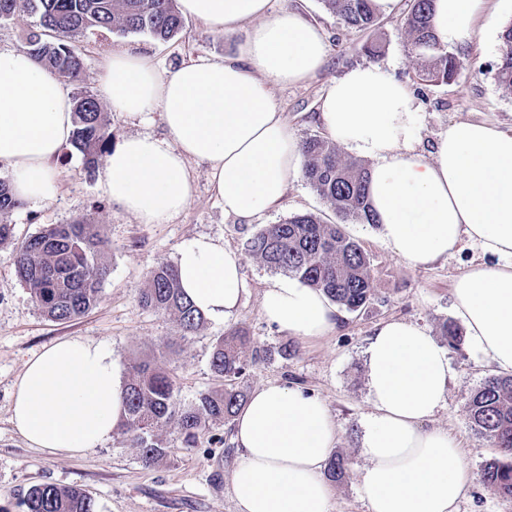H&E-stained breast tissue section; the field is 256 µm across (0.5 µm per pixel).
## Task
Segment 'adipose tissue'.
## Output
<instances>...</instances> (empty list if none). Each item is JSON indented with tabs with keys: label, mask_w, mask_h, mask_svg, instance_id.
Wrapping results in <instances>:
<instances>
[{
	"label": "adipose tissue",
	"mask_w": 512,
	"mask_h": 512,
	"mask_svg": "<svg viewBox=\"0 0 512 512\" xmlns=\"http://www.w3.org/2000/svg\"><path fill=\"white\" fill-rule=\"evenodd\" d=\"M270 0H178L184 16L214 30L252 23L237 56L194 59L160 74L148 57L104 56L100 94L129 117L159 113L165 139L138 134L107 156L113 205L145 224L180 214L191 198L189 162L206 164L226 216L251 220L279 203L302 168L299 143L273 95L306 81L327 56L325 35ZM487 0H435L441 45L468 40ZM317 120L326 137L370 160L378 234L411 267L427 268L462 241L488 261L455 281L453 310L471 346L512 372V129L449 124L431 151L419 136L411 89L376 66L333 82ZM74 131L73 101L59 75L27 50L0 49V168L15 199L49 204L58 156ZM186 296L205 316L232 317L248 288L241 257L212 238L183 243L176 260ZM266 317L288 333L319 338L340 312L322 291L288 277L262 293ZM371 411L358 477L368 512H457L474 482L460 442L431 427L454 379L448 352L417 323L379 324L365 350ZM123 380L104 344L58 343L29 359L13 391L11 422L32 446L77 455L110 440L125 415ZM338 438L324 401L269 382L234 419L238 460L230 476L238 512H331L323 471Z\"/></svg>",
	"instance_id": "adipose-tissue-1"
}]
</instances>
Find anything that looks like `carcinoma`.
<instances>
[{
	"instance_id": "1",
	"label": "carcinoma",
	"mask_w": 512,
	"mask_h": 512,
	"mask_svg": "<svg viewBox=\"0 0 512 512\" xmlns=\"http://www.w3.org/2000/svg\"><path fill=\"white\" fill-rule=\"evenodd\" d=\"M434 0H410L404 27L417 55L424 59L421 79L448 83L467 67L466 55L440 45L434 35ZM327 11L359 32L378 24L375 0H322ZM37 18L28 32L25 48L43 65L70 82H82L84 63L74 42L86 33L106 29L121 34H147L169 41L182 34L177 0H0V24L24 16ZM495 79L512 92V22L500 35ZM75 130L71 146L82 154L88 173L110 152L112 130L106 112L87 91L73 97ZM303 176L334 212L337 221L327 222L311 214H296L281 224H270L249 241L248 250L274 272L299 279L322 291L348 312L365 309L373 296L370 260L362 246L347 235L341 224L377 223L368 201V169L356 159L341 157L336 145L317 136L301 142ZM21 206L0 178V246L15 245L19 282L39 310L52 321H68L95 307L110 273L105 261L109 241L102 225L76 219L70 224H51L40 233L14 244V225L9 214ZM139 303L175 318L185 334H195L204 315L195 308L180 286L176 266L156 262L149 271ZM254 339L236 327L215 339L210 369L218 385L198 395L195 402L177 400L173 375L149 362L130 367L125 383L127 417L119 435L140 450L151 465L168 456L170 446L159 431L174 424L182 443L197 446L216 424L229 425L245 401L242 382L247 367L243 350ZM476 432L499 449L500 457L488 462L484 482L504 498L512 499V376L487 378L467 400ZM348 472L347 458L333 454L326 477L340 482ZM22 506L25 512H95L92 499L78 488L52 484L32 487Z\"/></svg>"
}]
</instances>
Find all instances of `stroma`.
<instances>
[{"label": "stroma", "instance_id": "35a3bbf8", "mask_svg": "<svg viewBox=\"0 0 512 512\" xmlns=\"http://www.w3.org/2000/svg\"><path fill=\"white\" fill-rule=\"evenodd\" d=\"M408 4L409 0H398L392 13L381 14L379 27L371 36L378 40L380 53L371 58L362 50L368 36L345 26L321 0H270L271 12L296 10L319 25L326 36L325 66L302 84L274 89L279 110L295 138L302 141L321 135L316 114L322 95L349 69L370 63L415 91L424 143L434 141L448 124L458 120L512 125V93L502 89L494 75L500 33L512 23V0H489L493 18L467 41L466 69L457 79L439 85L418 78L421 60L403 26ZM247 34L244 26L215 32L188 18L182 36L167 42L144 34L105 31L86 34L76 40L75 48L84 59L83 87L94 93L104 55L115 51L142 54L152 58L165 74L189 59L221 60L236 55ZM58 166L60 189L55 200L42 207L25 204L15 209L10 217L15 236L21 241L50 224L91 218L103 225L110 242V274L94 308L70 322H51L21 286L12 247L0 246V512H23L21 502L36 484L82 489L95 502L97 512H237L230 489L236 456L208 438H201L198 447L187 448L174 425H167L162 434L171 453L160 464L148 467L138 449L122 443L117 435L99 447L69 456L30 447L11 422L13 386L26 361L55 344L78 337L101 342L111 349L113 360L124 372L136 362L155 363L173 373L178 398L188 404L214 386L212 342L236 326L246 328L258 345L257 350L244 353L250 362L246 391L275 381L313 393L327 404L339 425L335 450L349 462L346 479L333 486L331 512H367L358 488V474L365 464L360 446L370 412L367 339L377 325L391 319L416 322L432 336L441 337L443 323L455 319V280L468 267L484 262L482 251L465 241L448 259L416 269L382 242L375 225L346 224V232L370 258L374 297L362 311L343 312L337 328L327 336L305 340L268 321L261 297L276 274L247 254L249 239L267 225L282 223L298 213L333 220V212L305 179H298L278 205L242 222L225 215L207 166L193 161L188 165L192 195L185 210L166 223L145 224L112 205L101 174H87L81 155L72 147L63 148ZM200 235L242 255L249 288L232 317L206 319L199 332L186 335L173 316L142 307L138 293L157 261L175 262L180 245ZM290 344L296 347V354L282 355V348ZM449 357L456 377L446 406L431 424L462 440L464 457L478 474L499 451L473 429L466 402L495 371L482 362L465 338L451 348Z\"/></svg>", "mask_w": 512, "mask_h": 512}]
</instances>
